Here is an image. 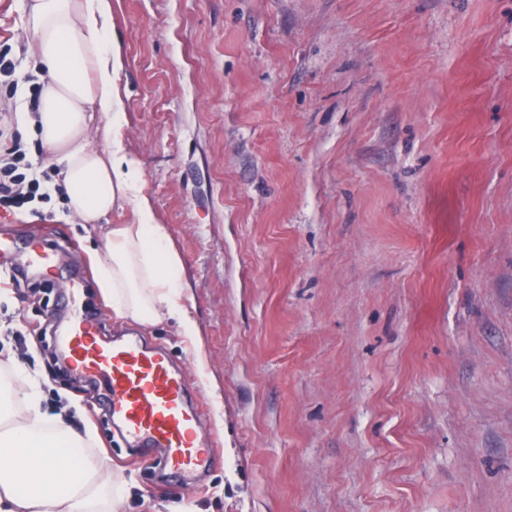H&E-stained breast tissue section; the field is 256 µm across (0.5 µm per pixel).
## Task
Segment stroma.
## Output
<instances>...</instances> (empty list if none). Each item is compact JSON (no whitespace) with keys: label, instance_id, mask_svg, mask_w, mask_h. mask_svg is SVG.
Instances as JSON below:
<instances>
[{"label":"stroma","instance_id":"1","mask_svg":"<svg viewBox=\"0 0 512 512\" xmlns=\"http://www.w3.org/2000/svg\"><path fill=\"white\" fill-rule=\"evenodd\" d=\"M24 9L0 0L5 112L46 77ZM111 22L123 152L200 334L116 317L93 254L131 206L85 224L54 195L0 210L62 247L0 289V382L37 375L91 433L118 512H512V0H111ZM69 297L199 384L209 471L153 476L101 388L54 373Z\"/></svg>","mask_w":512,"mask_h":512}]
</instances>
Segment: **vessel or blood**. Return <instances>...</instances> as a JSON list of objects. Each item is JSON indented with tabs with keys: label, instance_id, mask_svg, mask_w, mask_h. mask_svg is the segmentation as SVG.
I'll return each instance as SVG.
<instances>
[{
	"label": "vessel or blood",
	"instance_id": "1",
	"mask_svg": "<svg viewBox=\"0 0 512 512\" xmlns=\"http://www.w3.org/2000/svg\"><path fill=\"white\" fill-rule=\"evenodd\" d=\"M15 252L25 255L27 265L57 267L53 245L32 249L21 236L0 240L1 254ZM63 343L75 369L105 390L102 412L116 422L130 447L144 450L153 471L178 479L211 465L215 448L200 438L194 385L163 350L147 347L136 337L103 340L87 312Z\"/></svg>",
	"mask_w": 512,
	"mask_h": 512
}]
</instances>
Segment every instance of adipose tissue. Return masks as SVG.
Masks as SVG:
<instances>
[{"label":"adipose tissue","instance_id":"ef3b65f1","mask_svg":"<svg viewBox=\"0 0 512 512\" xmlns=\"http://www.w3.org/2000/svg\"><path fill=\"white\" fill-rule=\"evenodd\" d=\"M27 29L47 82L37 115L18 111L19 129L37 127L58 168L70 209L96 223L118 202L137 221L102 234L98 285L118 317L154 324L174 318L182 335L199 330L181 304L188 290L166 225L142 195V173L123 153L109 0H28ZM108 147H91L93 117ZM85 439L43 408L38 382L23 396L0 395V512H114L98 483Z\"/></svg>","mask_w":512,"mask_h":512}]
</instances>
